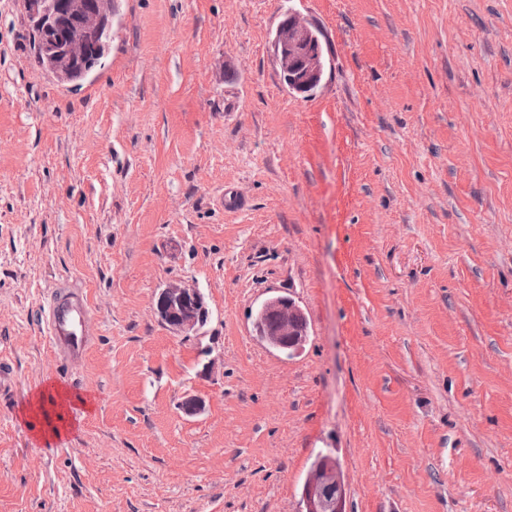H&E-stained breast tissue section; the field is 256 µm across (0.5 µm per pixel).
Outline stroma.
Wrapping results in <instances>:
<instances>
[{"label": "stroma", "instance_id": "stroma-1", "mask_svg": "<svg viewBox=\"0 0 512 512\" xmlns=\"http://www.w3.org/2000/svg\"><path fill=\"white\" fill-rule=\"evenodd\" d=\"M289 15L326 45L306 98ZM65 283L76 365L41 322ZM171 284L203 328L163 323ZM274 295L292 356L253 331ZM62 382L82 403L29 407ZM321 453L346 512H512V0H114L79 86L0 0V512H302ZM283 30V34L285 33V29L288 30L286 35H282L278 37L280 29H278L277 36L274 38V46L275 51H282L283 55H287L288 52L290 56L293 55L299 59L307 61V66L310 61V57L306 55L308 43L307 39V28L303 21L300 19H293L290 21L289 25L285 28H281ZM309 28L312 57L319 55V62L323 64L321 76H318V73H311L308 67L304 68L303 65L297 64L295 61L291 60L290 57L287 59L281 56L279 57L278 63L280 77L284 85L293 93L305 96L313 94L315 89L319 86L324 72V49L319 37V32L311 26H309ZM45 334L63 364L83 360L94 340L91 308L82 288L61 286L44 308Z\"/></svg>", "mask_w": 512, "mask_h": 512}]
</instances>
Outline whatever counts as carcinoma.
Listing matches in <instances>:
<instances>
[{
    "mask_svg": "<svg viewBox=\"0 0 512 512\" xmlns=\"http://www.w3.org/2000/svg\"><path fill=\"white\" fill-rule=\"evenodd\" d=\"M113 0H80L75 8V23L64 37L61 49H44L45 28L50 14L57 10V0H28L26 12L33 31L38 37L36 51L41 67L64 84L79 85L107 58L112 46ZM280 77L284 85L296 94L310 96L321 82L318 74L311 73L291 59L279 57ZM173 312L162 318L172 330L201 328L206 325L209 312L189 309L187 300L197 291L178 286L163 290ZM288 301L277 296L263 302L255 311L253 327L257 336L272 349L291 354L288 346V324L282 321L281 308Z\"/></svg>",
    "mask_w": 512,
    "mask_h": 512,
    "instance_id": "carcinoma-1",
    "label": "carcinoma"
}]
</instances>
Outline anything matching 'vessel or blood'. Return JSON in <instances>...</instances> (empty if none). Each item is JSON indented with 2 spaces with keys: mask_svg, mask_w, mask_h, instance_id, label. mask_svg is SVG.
Returning <instances> with one entry per match:
<instances>
[{
  "mask_svg": "<svg viewBox=\"0 0 512 512\" xmlns=\"http://www.w3.org/2000/svg\"><path fill=\"white\" fill-rule=\"evenodd\" d=\"M45 334L60 362L83 360L94 340L91 308L83 289H56L44 309Z\"/></svg>",
  "mask_w": 512,
  "mask_h": 512,
  "instance_id": "obj_1",
  "label": "vessel or blood"
}]
</instances>
